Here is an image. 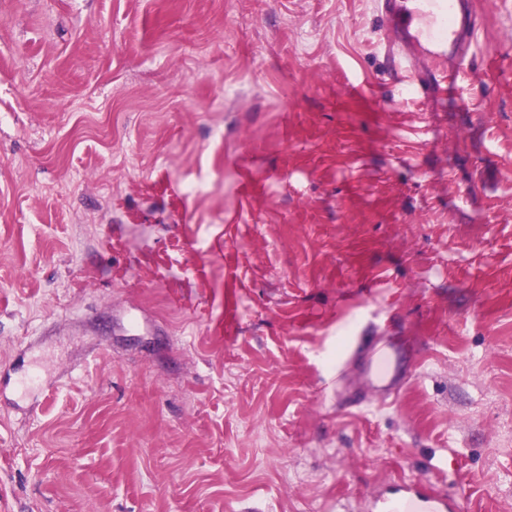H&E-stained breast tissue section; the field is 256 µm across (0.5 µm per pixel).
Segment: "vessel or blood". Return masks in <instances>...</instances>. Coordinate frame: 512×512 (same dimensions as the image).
I'll return each mask as SVG.
<instances>
[{"label":"vessel or blood","mask_w":512,"mask_h":512,"mask_svg":"<svg viewBox=\"0 0 512 512\" xmlns=\"http://www.w3.org/2000/svg\"><path fill=\"white\" fill-rule=\"evenodd\" d=\"M382 10L395 36L388 47L395 67H402L403 52L411 45L446 56L447 75L422 79L421 94L432 101L461 100L460 83L481 29L477 0H384ZM353 351L366 359L375 403L386 404L405 388L407 373L401 348L371 337L356 342ZM371 512H455V504L447 496L424 493L417 485L399 484L390 494L376 497Z\"/></svg>","instance_id":"b4317fda"}]
</instances>
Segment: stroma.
<instances>
[{
  "label": "stroma",
  "mask_w": 512,
  "mask_h": 512,
  "mask_svg": "<svg viewBox=\"0 0 512 512\" xmlns=\"http://www.w3.org/2000/svg\"><path fill=\"white\" fill-rule=\"evenodd\" d=\"M461 91L379 0H0V512H512V0ZM354 336L403 346L390 404ZM390 495L376 497L370 507L372 512H454L455 504L447 495H430L415 484L396 485Z\"/></svg>",
  "instance_id": "35a3bbf8"
}]
</instances>
